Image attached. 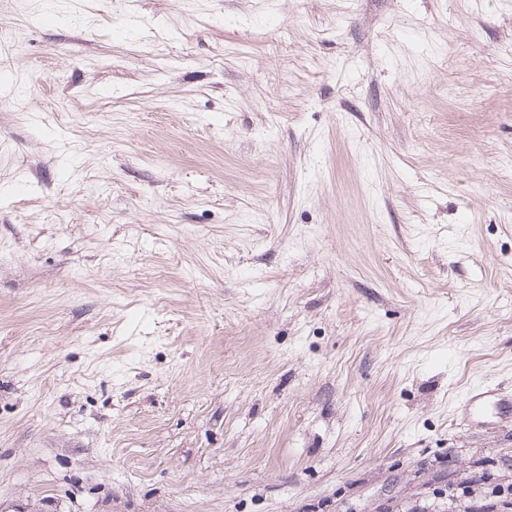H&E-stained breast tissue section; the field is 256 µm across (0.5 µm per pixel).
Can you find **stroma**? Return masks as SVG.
<instances>
[{"label":"stroma","instance_id":"1","mask_svg":"<svg viewBox=\"0 0 512 512\" xmlns=\"http://www.w3.org/2000/svg\"><path fill=\"white\" fill-rule=\"evenodd\" d=\"M512 0H0V512H512ZM466 414L469 417L480 415L491 408L499 415L512 414V394L501 389L472 387L466 394Z\"/></svg>","mask_w":512,"mask_h":512}]
</instances>
